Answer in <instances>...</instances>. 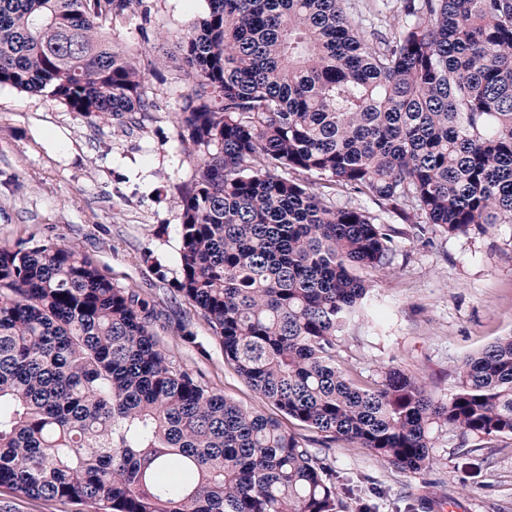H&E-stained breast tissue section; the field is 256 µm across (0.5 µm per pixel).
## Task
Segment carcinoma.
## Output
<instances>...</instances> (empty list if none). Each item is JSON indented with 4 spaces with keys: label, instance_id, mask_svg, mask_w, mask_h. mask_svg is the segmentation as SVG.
<instances>
[{
    "label": "carcinoma",
    "instance_id": "carcinoma-1",
    "mask_svg": "<svg viewBox=\"0 0 512 512\" xmlns=\"http://www.w3.org/2000/svg\"><path fill=\"white\" fill-rule=\"evenodd\" d=\"M394 7L366 31L349 0H208L182 41L176 118L199 161L175 291L281 415L420 473L435 425L512 436V336L455 365L446 401L396 369L351 379L336 336L365 312L356 270L389 268L399 230L336 195L421 232L512 224V0ZM129 14L150 23V0H0V86L140 123L158 66L102 30ZM161 316L73 245L0 246V488L103 512H339L310 439L174 364Z\"/></svg>",
    "mask_w": 512,
    "mask_h": 512
}]
</instances>
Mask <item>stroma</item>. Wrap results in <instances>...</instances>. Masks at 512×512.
Masks as SVG:
<instances>
[{"label": "stroma", "mask_w": 512, "mask_h": 512, "mask_svg": "<svg viewBox=\"0 0 512 512\" xmlns=\"http://www.w3.org/2000/svg\"><path fill=\"white\" fill-rule=\"evenodd\" d=\"M206 10V0H152L148 25L134 16L104 19L114 41L159 64L147 78L155 110L142 125L91 120L47 95L0 86V245L77 244L113 283L163 299L168 317L157 332L171 360L202 373L225 398L271 415L274 406L225 363L200 311L169 285L179 270V188L197 167L175 116L190 87L180 43ZM399 229L390 268L363 273L372 284L367 307L383 320L355 318L337 338L338 360L365 384L400 368L444 401L457 363L512 334V224L455 236ZM156 259L168 283L157 279ZM181 316L208 344L209 359L176 331ZM431 436V464L418 474L343 442L326 449L342 512H442L450 504L512 512V437L465 440L445 427Z\"/></svg>", "instance_id": "35a3bbf8"}]
</instances>
